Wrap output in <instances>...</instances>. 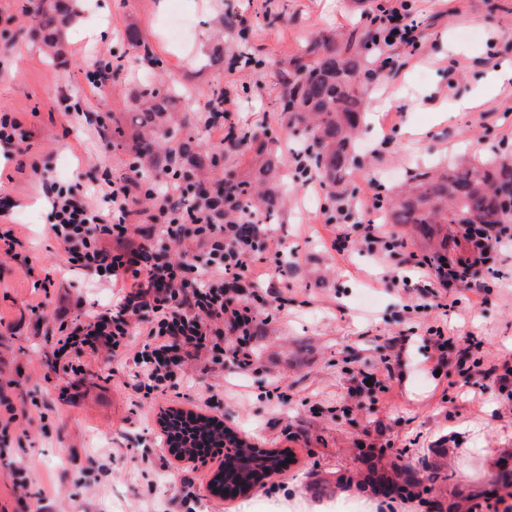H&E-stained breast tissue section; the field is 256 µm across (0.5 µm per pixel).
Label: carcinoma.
<instances>
[{"instance_id": "carcinoma-1", "label": "carcinoma", "mask_w": 512, "mask_h": 512, "mask_svg": "<svg viewBox=\"0 0 512 512\" xmlns=\"http://www.w3.org/2000/svg\"><path fill=\"white\" fill-rule=\"evenodd\" d=\"M29 11L37 18L43 44L55 55L63 54L66 34L79 16L73 0H30ZM336 46L326 48L327 39L315 37L303 53L291 57L281 71L282 90L277 107L288 119V128L304 133L306 150L295 168L296 178L307 174L325 186L346 182L350 175L354 141L363 118L361 109L362 52L375 41L367 30L338 33ZM140 134L135 145L138 158L147 162L155 175L190 177L203 168L213 171L226 168L232 156L251 155L258 178L224 173V197L247 210L240 220L272 214L282 210L284 199L273 190H263L259 183L279 179L275 141L264 132H253L228 141L216 153L204 148L191 152L178 141L172 125L177 102L151 82L141 85L137 94ZM381 218L393 224H409L431 234L437 224H512V155L493 161L477 162L453 168L441 174L422 172L401 194L381 200ZM239 453L256 461L234 474L241 494L263 484L278 471L291 450L269 449L261 452L250 443L238 442ZM448 449L434 448L431 458L412 466L405 461V450L392 452L387 460L372 456L360 459L362 479L340 475L335 483L318 480L312 487L318 498L330 497L337 490L355 485L389 499L421 497L435 489V483L450 481L453 474L445 469ZM488 485L504 492L500 500L512 497V470L491 476Z\"/></svg>"}]
</instances>
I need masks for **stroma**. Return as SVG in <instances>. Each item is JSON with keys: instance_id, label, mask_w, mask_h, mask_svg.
I'll return each instance as SVG.
<instances>
[{"instance_id": "35a3bbf8", "label": "stroma", "mask_w": 512, "mask_h": 512, "mask_svg": "<svg viewBox=\"0 0 512 512\" xmlns=\"http://www.w3.org/2000/svg\"><path fill=\"white\" fill-rule=\"evenodd\" d=\"M379 0H82V13L107 22L112 35L83 36L70 30L63 55L43 50L28 0H0V115L28 132L29 149L0 160V187L10 194L9 218L17 242L14 259L0 265V420L9 410L38 404L42 424L31 438L0 436V512H29V493L44 492L45 512H379L380 501L357 489L318 499L312 483L352 471L360 454L402 448L411 463L430 449L448 451L454 486L484 483L495 455L512 448V405L495 389L473 392L448 387V362L424 338L430 326L450 335L478 337L490 362L512 354V253L491 291L464 288L433 297L422 288H397L383 280L400 268L401 255L374 259L365 245L338 255L336 206L354 207L372 191L393 196L415 174L448 170L512 154V86L470 112L452 103L471 93L480 77L512 60V0H408L426 24L420 48H393L397 66H380L366 53L361 77L364 121L358 163L341 203L327 189L289 184L288 204L265 221V252L273 275L256 292L267 319L252 344L255 369L215 375L192 365L180 394L149 399L128 385L124 358L109 354L86 360L79 376L55 373L52 365L60 309L69 317L116 299L115 288H97L69 271L48 230L46 185H80L94 192L102 179H133L136 94L142 81L177 88L195 99L178 133L191 148L209 144L205 103L227 88L239 102L228 123L236 132L266 128L279 159L296 146L287 120L275 106L279 71L313 35L378 27ZM179 11L188 37L173 42L164 25ZM233 15L234 28L224 27ZM137 30L160 63L150 71L127 42ZM248 52L254 63L229 71L215 66ZM120 65L117 82L100 88L90 75L103 63ZM444 105V115L417 108L415 100ZM406 251L420 256L468 255L466 245H446L449 226L428 238L401 224L386 225ZM287 301L273 311L275 298ZM451 311H444L445 303ZM373 372L387 389L358 388L360 372ZM224 388L213 408L226 428L264 449H290L282 474L235 498L212 493L217 464L199 467L177 460L159 443L161 412L193 410L209 386ZM31 458L28 490L16 489L10 468L21 454ZM196 475L198 499L184 498L181 478Z\"/></svg>"}]
</instances>
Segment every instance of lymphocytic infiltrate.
Listing matches in <instances>:
<instances>
[{"label":"lymphocytic infiltrate","instance_id":"lymphocytic-infiltrate-1","mask_svg":"<svg viewBox=\"0 0 512 512\" xmlns=\"http://www.w3.org/2000/svg\"><path fill=\"white\" fill-rule=\"evenodd\" d=\"M385 15L389 26L373 44L376 55L392 44L417 48L423 16L395 6ZM171 183L157 206L162 233L172 241L198 244L204 251L201 264L170 260L151 239L136 237L129 224L134 204L129 184L107 182L97 202L72 186L52 189L49 230L66 265L101 287L122 284L115 305L59 325L55 372L81 374L87 353L127 355L133 362L132 388L148 398L179 389L191 359H205L213 372L228 361L238 372L252 370L251 342L260 309L243 297L239 284L256 276L262 230L254 228L245 237L239 224L227 222L223 193L201 197L179 178ZM336 219L333 247L338 253H347L357 240L374 256L401 246L381 225L356 219L352 210H338ZM458 234L468 246L467 259L443 265L415 257L411 263L424 287L457 285L486 292L503 248L512 246V225L465 224ZM141 334L147 342L135 343Z\"/></svg>","mask_w":512,"mask_h":512}]
</instances>
